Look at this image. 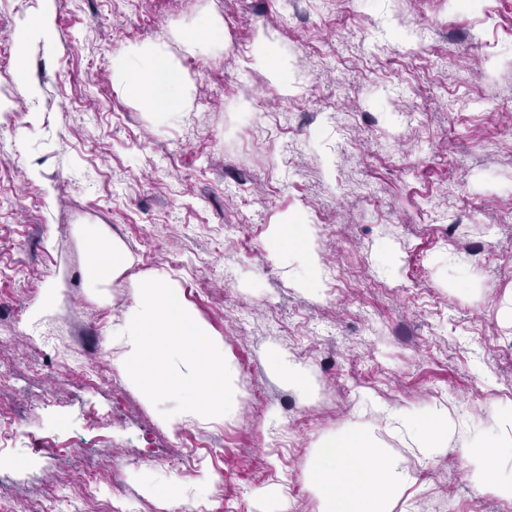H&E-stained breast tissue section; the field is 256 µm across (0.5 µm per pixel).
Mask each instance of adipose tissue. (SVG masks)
Returning <instances> with one entry per match:
<instances>
[{
	"instance_id": "1",
	"label": "adipose tissue",
	"mask_w": 512,
	"mask_h": 512,
	"mask_svg": "<svg viewBox=\"0 0 512 512\" xmlns=\"http://www.w3.org/2000/svg\"><path fill=\"white\" fill-rule=\"evenodd\" d=\"M52 0H43L42 12L32 23L19 28L14 68L20 93L35 98L38 88L27 77L26 48L35 38L52 41ZM127 91L156 112H177L183 94L177 74L161 56L131 64ZM495 429L474 435L460 450L467 477L476 490L512 499V469L499 465L501 456L512 452V408L495 402L485 405ZM456 423L447 410L436 409L420 416L397 412L384 416L381 424L353 423L344 432L321 441L315 455V487L321 512H395L416 476L402 456L386 448L383 434L407 436L418 452L419 462L433 460L447 451Z\"/></svg>"
}]
</instances>
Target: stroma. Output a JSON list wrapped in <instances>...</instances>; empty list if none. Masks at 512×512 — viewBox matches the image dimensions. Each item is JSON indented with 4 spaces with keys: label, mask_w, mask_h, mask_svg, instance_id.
I'll return each mask as SVG.
<instances>
[{
    "label": "stroma",
    "mask_w": 512,
    "mask_h": 512,
    "mask_svg": "<svg viewBox=\"0 0 512 512\" xmlns=\"http://www.w3.org/2000/svg\"><path fill=\"white\" fill-rule=\"evenodd\" d=\"M40 9L0 0V363L16 410L0 422V512H56L60 489L87 512H171L153 489L178 443L195 512H317L320 440L388 409L483 431L485 401L512 405V0H53V41L27 49L32 106L15 33ZM204 20L219 40L189 42ZM134 48L168 57L181 111L124 92L114 66ZM289 224L311 229L316 287L278 248ZM93 227L128 256L102 288ZM143 279L172 280L222 341L234 415L170 428L115 366L112 323ZM274 352L305 367L311 398ZM91 354L94 389L68 368ZM32 414L57 424L61 458L27 452ZM417 468L410 512L495 501L457 450ZM269 364L272 371L281 379L288 382L289 386L304 396L311 395V383L306 373L299 365L275 352L270 354Z\"/></svg>",
    "instance_id": "obj_1"
}]
</instances>
